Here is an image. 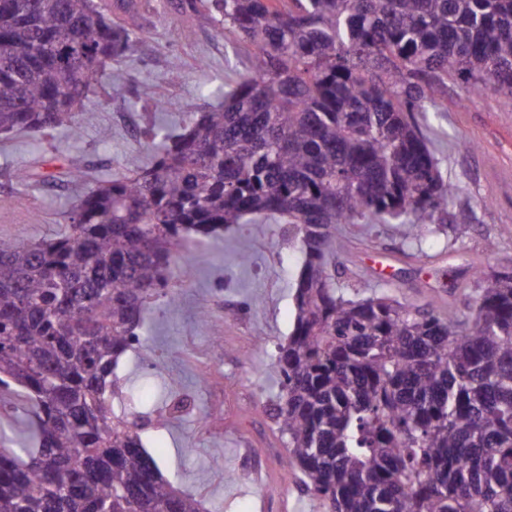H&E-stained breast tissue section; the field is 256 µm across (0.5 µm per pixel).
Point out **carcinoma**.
<instances>
[{"instance_id": "1", "label": "carcinoma", "mask_w": 512, "mask_h": 512, "mask_svg": "<svg viewBox=\"0 0 512 512\" xmlns=\"http://www.w3.org/2000/svg\"><path fill=\"white\" fill-rule=\"evenodd\" d=\"M0 0V135H82L75 108L139 43L136 0ZM252 49L250 71L145 161L88 188L58 236L0 245V512H204L115 412L119 357L193 236L280 220L304 261L278 347V431L329 512H512V270L475 272L473 319L347 297L338 224L448 216L416 115L462 79L512 98V0H175Z\"/></svg>"}]
</instances>
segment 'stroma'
<instances>
[{
    "label": "stroma",
    "mask_w": 512,
    "mask_h": 512,
    "mask_svg": "<svg viewBox=\"0 0 512 512\" xmlns=\"http://www.w3.org/2000/svg\"><path fill=\"white\" fill-rule=\"evenodd\" d=\"M140 11L139 51L112 60L83 102L78 142L61 131L0 135V244L50 239L63 229L85 190L67 173L72 157L82 159L92 180L123 173L128 159L149 153L156 101L165 102L163 118L178 132L191 119L185 102L201 110L217 104L225 81L247 73V46L189 27L172 0H140ZM175 58L183 75L173 83L167 72ZM130 75L136 83H127ZM120 82L123 94L113 95ZM418 120L444 178L458 188L448 218L419 239L404 224L337 225L348 255L336 262V286L350 297L370 289L412 305L447 298L463 314L475 295L474 269H512V99L493 88L471 94L452 82L447 101ZM18 169L30 173L29 183L16 180ZM192 250L191 268L171 282L178 305H150L145 343L155 367L145 370L135 349L119 361L115 410L141 420L143 443L164 477L205 500L211 512H327L300 470L284 465L286 450L274 434L280 395L274 362L294 328L304 260L299 242L289 225L272 220L237 225ZM242 251L250 266L238 265ZM203 310L222 330L223 345L200 325ZM171 376L182 382L176 398L162 389ZM178 399L184 406L172 424L156 426V410ZM219 405L222 428L206 427L205 416ZM250 456L262 466L246 467Z\"/></svg>",
    "instance_id": "1"
}]
</instances>
